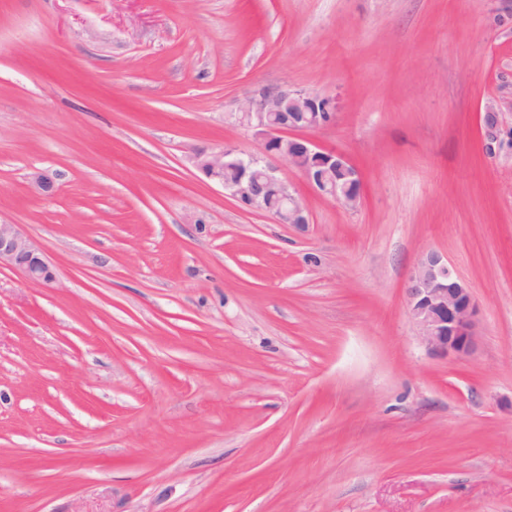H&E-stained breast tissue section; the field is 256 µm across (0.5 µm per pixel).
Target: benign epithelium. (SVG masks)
I'll use <instances>...</instances> for the list:
<instances>
[{
  "mask_svg": "<svg viewBox=\"0 0 512 512\" xmlns=\"http://www.w3.org/2000/svg\"><path fill=\"white\" fill-rule=\"evenodd\" d=\"M316 95L279 89L251 99L237 120L262 137L258 153L242 154L232 147L198 152L189 158L196 170L222 186L224 192L254 211L272 214L280 224L310 223L296 190L278 175L285 163L302 173L321 195L349 209L361 204V194L346 193L342 181H361L359 171L343 154L322 147L310 133L333 123L335 113L314 112ZM479 136L485 155L512 161V84L500 79L479 113ZM239 167L243 175L224 178V168ZM34 191L55 193L53 178L45 171L30 174ZM21 272L40 286L57 281L55 268L42 246L20 224H0V267ZM408 310L429 351L443 356L471 354L477 345L478 306L471 288L438 253L421 257L407 284Z\"/></svg>",
  "mask_w": 512,
  "mask_h": 512,
  "instance_id": "7a95c632",
  "label": "benign epithelium"
}]
</instances>
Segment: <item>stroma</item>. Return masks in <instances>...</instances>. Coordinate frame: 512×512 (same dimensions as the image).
I'll use <instances>...</instances> for the list:
<instances>
[{"label": "stroma", "mask_w": 512, "mask_h": 512, "mask_svg": "<svg viewBox=\"0 0 512 512\" xmlns=\"http://www.w3.org/2000/svg\"><path fill=\"white\" fill-rule=\"evenodd\" d=\"M512 0H0V223L57 269L0 268V512H512V163L479 109ZM267 88L358 209L297 169L306 227L188 162L262 142ZM51 174L57 192H34ZM478 305L468 356L408 312L418 260Z\"/></svg>", "instance_id": "1"}]
</instances>
